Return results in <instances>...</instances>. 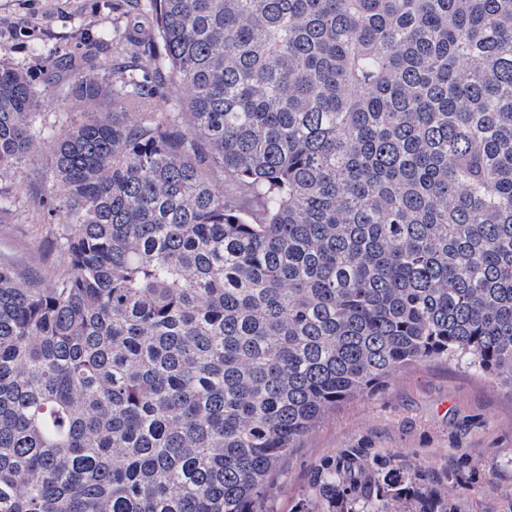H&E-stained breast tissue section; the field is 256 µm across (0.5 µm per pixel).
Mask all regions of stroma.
<instances>
[{"mask_svg": "<svg viewBox=\"0 0 512 512\" xmlns=\"http://www.w3.org/2000/svg\"><path fill=\"white\" fill-rule=\"evenodd\" d=\"M123 28L121 0H0V57L41 92L38 124L54 133L11 174L36 186L35 197L21 198L0 224V261L20 272L48 280L67 270L38 206L53 193L45 176L53 139L67 130L57 105L65 83L58 61L80 56L93 42L96 69L109 72ZM344 448H367L394 456L398 465L424 468L430 486L456 512H512V395L456 365L405 367L376 391L329 409L283 463L271 512H293L310 495L315 469Z\"/></svg>", "mask_w": 512, "mask_h": 512, "instance_id": "1", "label": "stroma"}]
</instances>
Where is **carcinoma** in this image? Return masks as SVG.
<instances>
[{
  "label": "carcinoma",
  "mask_w": 512,
  "mask_h": 512,
  "mask_svg": "<svg viewBox=\"0 0 512 512\" xmlns=\"http://www.w3.org/2000/svg\"><path fill=\"white\" fill-rule=\"evenodd\" d=\"M126 2L132 62L60 60L68 270L0 263V512H266L397 369L512 387V0ZM41 109L0 59L1 177ZM427 480L344 448L298 512H451Z\"/></svg>",
  "instance_id": "cac0c4a2"
}]
</instances>
